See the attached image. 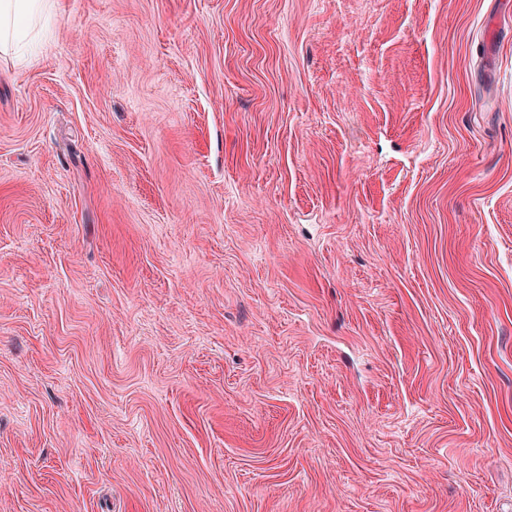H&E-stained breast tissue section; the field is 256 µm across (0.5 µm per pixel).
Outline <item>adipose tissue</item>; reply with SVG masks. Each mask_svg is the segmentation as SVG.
Instances as JSON below:
<instances>
[{"instance_id":"obj_1","label":"adipose tissue","mask_w":512,"mask_h":512,"mask_svg":"<svg viewBox=\"0 0 512 512\" xmlns=\"http://www.w3.org/2000/svg\"><path fill=\"white\" fill-rule=\"evenodd\" d=\"M57 0H0V54L21 55L37 38Z\"/></svg>"}]
</instances>
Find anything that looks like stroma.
<instances>
[{
  "mask_svg": "<svg viewBox=\"0 0 512 512\" xmlns=\"http://www.w3.org/2000/svg\"><path fill=\"white\" fill-rule=\"evenodd\" d=\"M0 512H512V0L0 55Z\"/></svg>",
  "mask_w": 512,
  "mask_h": 512,
  "instance_id": "35a3bbf8",
  "label": "stroma"
}]
</instances>
